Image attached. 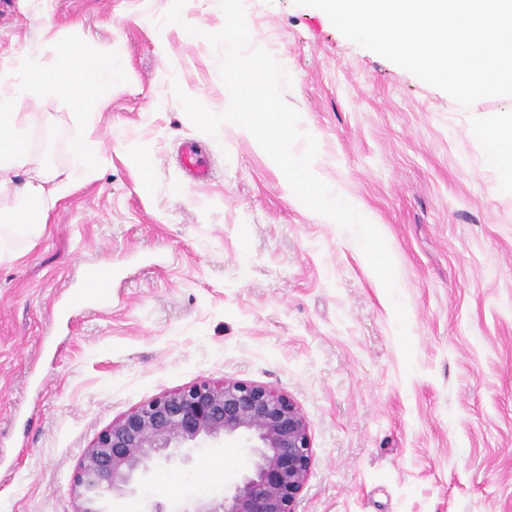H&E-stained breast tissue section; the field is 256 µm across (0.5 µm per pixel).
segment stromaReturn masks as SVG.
I'll return each instance as SVG.
<instances>
[{
    "label": "stroma",
    "instance_id": "35a3bbf8",
    "mask_svg": "<svg viewBox=\"0 0 512 512\" xmlns=\"http://www.w3.org/2000/svg\"><path fill=\"white\" fill-rule=\"evenodd\" d=\"M168 0H0V58L51 41L112 57L91 120L102 162L0 260V512H75L82 454L141 403L206 379L288 395L314 462L295 512H512V173L477 126L512 100L458 105L346 39L321 10L244 0L253 46L318 141V177L367 213L396 268L392 301L353 231L308 209L252 136L197 130L180 85L216 110L220 51L161 25ZM50 15L42 29L39 17ZM33 162L72 164L80 118L35 108ZM187 141L209 182L178 162ZM110 301L64 310L88 270ZM200 450L163 460L110 512H188Z\"/></svg>",
    "mask_w": 512,
    "mask_h": 512
}]
</instances>
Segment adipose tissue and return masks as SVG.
Instances as JSON below:
<instances>
[{
    "instance_id": "adipose-tissue-1",
    "label": "adipose tissue",
    "mask_w": 512,
    "mask_h": 512,
    "mask_svg": "<svg viewBox=\"0 0 512 512\" xmlns=\"http://www.w3.org/2000/svg\"><path fill=\"white\" fill-rule=\"evenodd\" d=\"M58 56L77 59V79L66 78L54 63L26 52L0 61V256L9 250L13 240L36 241L49 217V207L65 191L68 184L85 179L101 162L91 139L73 146L74 166L67 180L57 172L41 167L31 169V106L37 105L47 91L67 97L81 112L91 110V89L111 84L119 73L109 57L86 55L77 46L62 45ZM477 133L487 147L490 164L512 172V113L478 128ZM25 179H18L19 170ZM23 200V207L6 205V198Z\"/></svg>"
}]
</instances>
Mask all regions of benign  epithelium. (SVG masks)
Listing matches in <instances>:
<instances>
[{
	"label": "benign epithelium",
	"mask_w": 512,
	"mask_h": 512,
	"mask_svg": "<svg viewBox=\"0 0 512 512\" xmlns=\"http://www.w3.org/2000/svg\"><path fill=\"white\" fill-rule=\"evenodd\" d=\"M238 438L254 457L249 473L224 496L203 498L191 512H294L313 464L308 424L287 395L246 381L194 385L154 397L102 430L74 477L76 512H103L158 459L220 438Z\"/></svg>",
	"instance_id": "benign-epithelium-1"
}]
</instances>
